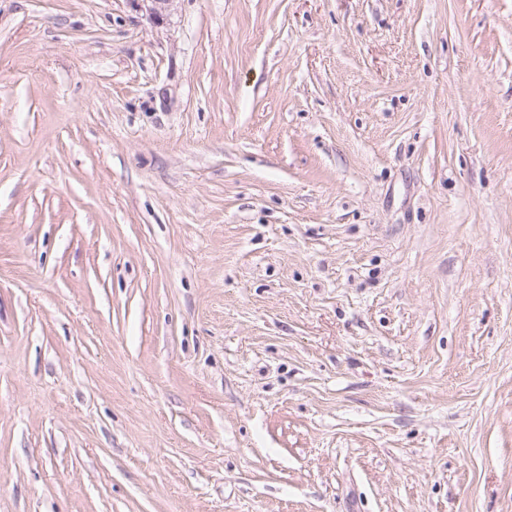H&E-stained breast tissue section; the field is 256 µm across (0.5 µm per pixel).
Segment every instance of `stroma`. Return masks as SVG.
<instances>
[{
    "instance_id": "35a3bbf8",
    "label": "stroma",
    "mask_w": 512,
    "mask_h": 512,
    "mask_svg": "<svg viewBox=\"0 0 512 512\" xmlns=\"http://www.w3.org/2000/svg\"><path fill=\"white\" fill-rule=\"evenodd\" d=\"M0 512H512V0H0Z\"/></svg>"
}]
</instances>
